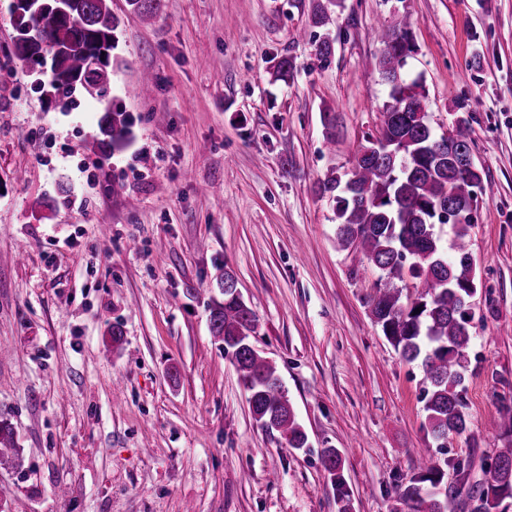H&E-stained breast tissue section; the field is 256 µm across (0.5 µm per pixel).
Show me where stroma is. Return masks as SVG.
Returning <instances> with one entry per match:
<instances>
[{
	"mask_svg": "<svg viewBox=\"0 0 512 512\" xmlns=\"http://www.w3.org/2000/svg\"><path fill=\"white\" fill-rule=\"evenodd\" d=\"M0 0V512H339L322 466L338 449L350 512H405L419 457L484 477L512 432V0H341L330 62L318 0H128L112 106L132 140L110 157L104 108L45 95L10 55ZM408 14L436 134L469 120L484 190L466 373L469 424L434 448L418 363L399 356L367 301L380 272L336 245L319 180L349 173L388 100L377 33ZM294 63L273 81L280 57ZM147 98L128 88L143 74ZM336 112L328 140L323 110ZM67 186L60 196L59 186ZM232 270L308 436L282 445L253 420L207 302ZM125 340L113 345V323ZM334 13L328 6L320 5L316 8L311 18L314 27L321 28L325 31L323 38L318 45V56L321 62H328L334 52L333 39L330 35L329 26L334 22Z\"/></svg>",
	"mask_w": 512,
	"mask_h": 512,
	"instance_id": "stroma-1",
	"label": "stroma"
}]
</instances>
